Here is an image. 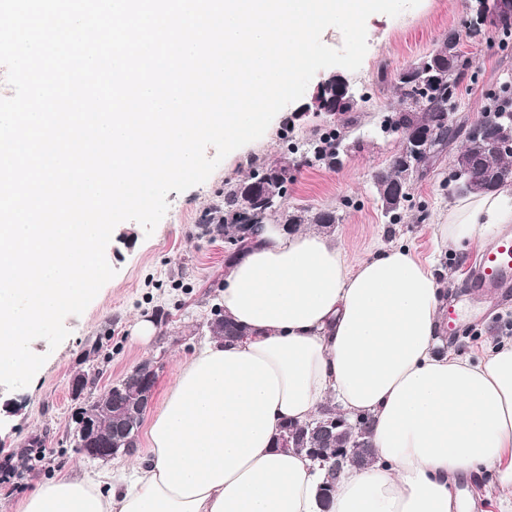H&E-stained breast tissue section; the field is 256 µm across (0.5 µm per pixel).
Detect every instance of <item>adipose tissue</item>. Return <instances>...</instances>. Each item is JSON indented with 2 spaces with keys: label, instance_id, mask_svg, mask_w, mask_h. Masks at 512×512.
<instances>
[{
  "label": "adipose tissue",
  "instance_id": "ef3b65f1",
  "mask_svg": "<svg viewBox=\"0 0 512 512\" xmlns=\"http://www.w3.org/2000/svg\"><path fill=\"white\" fill-rule=\"evenodd\" d=\"M511 223L501 194L469 195L435 237L459 250ZM221 306L245 337L179 363L130 474L58 473L22 512H319L317 462L272 439L328 406L369 417L375 447L344 467L332 512H457L452 486L484 470L512 512V344L444 350L443 284L408 248L353 266L328 235L267 224Z\"/></svg>",
  "mask_w": 512,
  "mask_h": 512
}]
</instances>
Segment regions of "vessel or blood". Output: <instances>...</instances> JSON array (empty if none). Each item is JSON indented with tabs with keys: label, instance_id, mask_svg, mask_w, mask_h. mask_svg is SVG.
<instances>
[{
	"label": "vessel or blood",
	"instance_id": "b4317fda",
	"mask_svg": "<svg viewBox=\"0 0 512 512\" xmlns=\"http://www.w3.org/2000/svg\"><path fill=\"white\" fill-rule=\"evenodd\" d=\"M469 286L480 293L500 296L512 290V229H503L473 261Z\"/></svg>",
	"mask_w": 512,
	"mask_h": 512
}]
</instances>
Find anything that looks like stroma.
<instances>
[{"instance_id": "obj_1", "label": "stroma", "mask_w": 512, "mask_h": 512, "mask_svg": "<svg viewBox=\"0 0 512 512\" xmlns=\"http://www.w3.org/2000/svg\"><path fill=\"white\" fill-rule=\"evenodd\" d=\"M471 2L420 0L417 7L398 16L377 13L368 18L363 63L359 70L344 73L357 103L351 112L334 117L337 125L348 128L339 161L333 168L320 164L302 168L282 204L286 212L336 211L340 220L329 233L350 263L390 246L409 248L441 269L447 297L454 301L467 294L469 267L478 249L451 252L440 247L434 226L457 197L451 172L460 142H453L414 174L410 199L398 223L383 216L374 175L403 147L401 134L380 131L386 109L399 103L394 75L439 47L449 29L461 30L460 50L472 62L459 80L457 101L451 108L456 121L467 126L483 119L493 109L501 87L512 85V40L495 29L485 28L474 36L463 31ZM322 122V117L301 116L295 105L286 106L262 138L230 153L207 181L181 193H168V211L152 234H145L134 221L115 227L106 249L115 276L82 315L66 318L70 335L56 349H49L42 339L32 342V350L47 354L48 359L27 387L10 391L0 385V404L10 400L16 407L15 414L0 417V463L17 464L10 484L0 487V500L11 512H18L35 486L60 470L100 469V462L82 458L73 447L74 414L81 402L99 397L149 358L162 363L152 402L160 407L179 361L208 342L206 322L224 287L227 248L223 239L201 235L195 223L198 211L213 200L225 181L246 175L247 158L271 162L282 155L283 124L291 125L294 141L301 144ZM144 318L155 324V333L146 343L133 332ZM509 341L512 306L484 320L461 322L446 345L476 359ZM79 372L87 374L89 383L77 399L70 379ZM43 437L49 441L48 448L36 447V440ZM451 493L464 503V512H499L492 471L460 478Z\"/></svg>"}]
</instances>
